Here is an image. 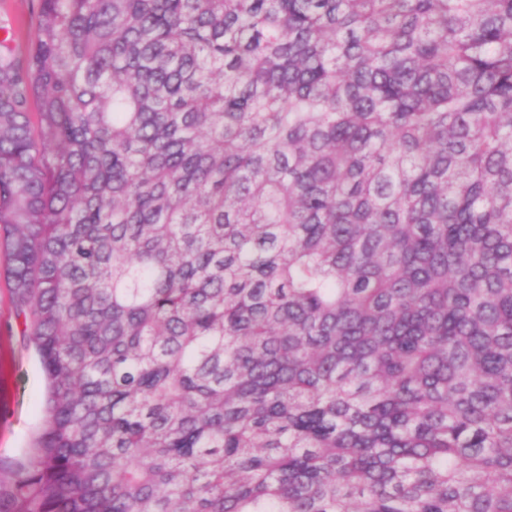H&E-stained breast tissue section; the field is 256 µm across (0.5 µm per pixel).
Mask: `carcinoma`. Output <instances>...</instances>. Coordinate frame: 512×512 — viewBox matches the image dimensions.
<instances>
[{"mask_svg":"<svg viewBox=\"0 0 512 512\" xmlns=\"http://www.w3.org/2000/svg\"><path fill=\"white\" fill-rule=\"evenodd\" d=\"M0 238L6 512H512V0H38ZM45 377L0 278V461L22 460L44 419Z\"/></svg>","mask_w":512,"mask_h":512,"instance_id":"obj_1","label":"carcinoma"}]
</instances>
